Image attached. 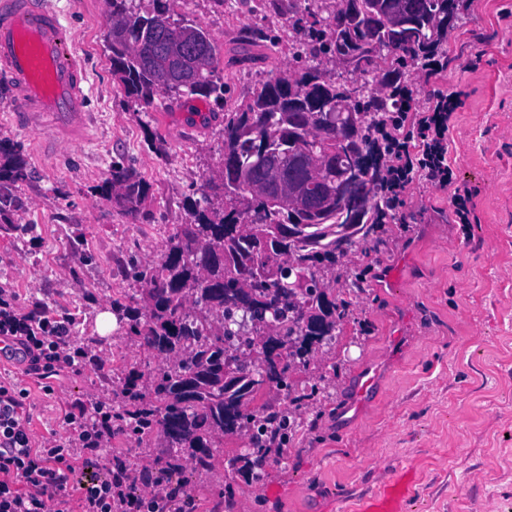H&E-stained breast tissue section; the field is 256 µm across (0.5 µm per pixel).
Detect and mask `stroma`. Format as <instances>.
Listing matches in <instances>:
<instances>
[{
    "label": "stroma",
    "instance_id": "35a3bbf8",
    "mask_svg": "<svg viewBox=\"0 0 512 512\" xmlns=\"http://www.w3.org/2000/svg\"><path fill=\"white\" fill-rule=\"evenodd\" d=\"M50 2L83 62L92 137L55 148L48 131L15 126L0 103V144L28 162L26 181L0 206L9 216L0 222V286L25 310L69 316L91 360L81 375L52 379L49 395L25 379L30 428L45 443L64 436L69 404L121 406L129 371L149 392L163 360L127 333L122 308L142 296L133 270L158 261L167 237L190 223L186 201L222 158L225 113L272 74L301 70L293 24L317 9L316 0H167L173 18L209 31L224 106L162 99L145 112L112 74L107 0ZM261 32L275 37L264 59L235 63ZM441 54L446 65L433 76L405 63L406 85L418 106L437 91L461 95L450 157L457 178L478 189L470 224L455 223L447 192L421 180L407 188L394 223L336 265L349 315L323 350L325 366L309 367L320 392L299 409L283 459L268 462L264 480L230 482L222 462L244 450L242 438L224 439L207 472L182 455L196 512H354L401 470L417 477L408 512H512V0L457 12ZM116 162L152 184L137 217L101 191ZM104 312L114 320L106 335ZM368 373L375 385L357 399ZM162 445L156 433L140 444L113 438L95 472L108 477L118 452L129 473L150 470Z\"/></svg>",
    "mask_w": 512,
    "mask_h": 512
}]
</instances>
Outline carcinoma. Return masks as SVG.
I'll use <instances>...</instances> for the list:
<instances>
[{
    "label": "carcinoma",
    "mask_w": 512,
    "mask_h": 512,
    "mask_svg": "<svg viewBox=\"0 0 512 512\" xmlns=\"http://www.w3.org/2000/svg\"><path fill=\"white\" fill-rule=\"evenodd\" d=\"M135 0H109L112 39L107 45L112 74L124 95L142 109L167 94L213 100L224 106V83L215 75L209 33L188 20L175 21L159 6L141 10ZM327 31L313 39L301 32L297 58L329 55L345 59L368 78L375 94L356 100L320 80L313 67L300 76L276 74L263 82L244 109L224 113V153L218 173L203 176L201 197L187 201L193 221L168 236L158 263L135 270L143 283L144 311L127 309L129 335L172 360L154 377L152 391L138 390L133 371L125 383V407L116 412L127 436L141 442L153 430L166 452L149 477L176 481L189 495L190 480L177 460L188 453L210 469L217 442L249 436V448L228 466L260 481L263 464L283 454L297 424L286 406L268 394L283 392L299 403L317 385H299L293 373L307 368L319 351L336 341L348 316L322 269L376 234L377 151L372 130L381 112L397 101L380 91L400 78L406 58L428 57L448 37L456 0H341ZM205 37L208 61L190 71L192 87L169 76L167 56L157 41L177 51L184 29ZM313 150L324 169L309 173L296 158ZM280 160L283 185L307 183L316 195L336 175L358 169L361 193L338 194L334 205L299 211L284 199L273 203L262 160ZM27 177V163L13 146L0 145V190ZM102 190L118 210L140 213L150 183L124 163L114 162Z\"/></svg>",
    "instance_id": "obj_1"
}]
</instances>
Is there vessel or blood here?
Instances as JSON below:
<instances>
[{"label": "vessel or blood", "instance_id": "vessel-or-blood-1", "mask_svg": "<svg viewBox=\"0 0 512 512\" xmlns=\"http://www.w3.org/2000/svg\"><path fill=\"white\" fill-rule=\"evenodd\" d=\"M84 72L67 28L46 0H0V100L16 123L60 143L86 139ZM413 482L393 474L360 499L359 512H403Z\"/></svg>", "mask_w": 512, "mask_h": 512}]
</instances>
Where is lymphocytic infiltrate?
<instances>
[{
  "mask_svg": "<svg viewBox=\"0 0 512 512\" xmlns=\"http://www.w3.org/2000/svg\"><path fill=\"white\" fill-rule=\"evenodd\" d=\"M400 109L384 113L373 135L379 153L381 224H388L404 204L414 180L448 191L458 223L470 221V204L478 190L455 181L448 158V132L460 102L456 95L434 93L423 110L411 93L395 87ZM69 318L45 311L25 312L14 289L0 287V343L22 356L25 372L46 380L79 374L86 352L72 343ZM28 389L0 376V512H142L143 497L132 495L129 475L93 480L81 487L78 507L66 492L70 481L93 465L91 455L111 442L117 424L111 411L74 405L65 409L64 439L42 445L29 429Z\"/></svg>",
  "mask_w": 512,
  "mask_h": 512,
  "instance_id": "1",
  "label": "lymphocytic infiltrate"
}]
</instances>
